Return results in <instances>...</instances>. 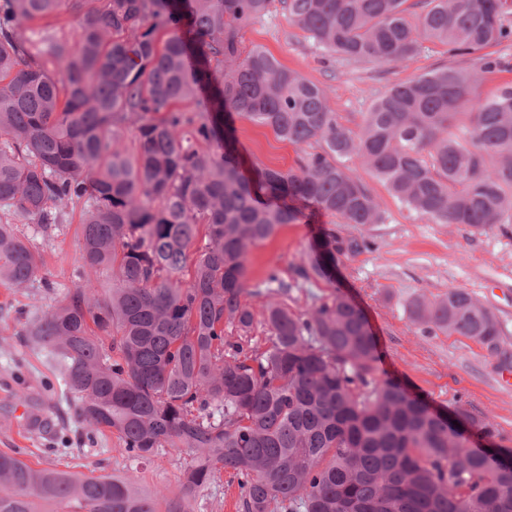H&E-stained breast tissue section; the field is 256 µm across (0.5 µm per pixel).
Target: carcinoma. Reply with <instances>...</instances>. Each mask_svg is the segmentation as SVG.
I'll use <instances>...</instances> for the list:
<instances>
[{
  "label": "carcinoma",
  "instance_id": "cac0c4a2",
  "mask_svg": "<svg viewBox=\"0 0 512 512\" xmlns=\"http://www.w3.org/2000/svg\"><path fill=\"white\" fill-rule=\"evenodd\" d=\"M61 2L0 0V281L52 288L39 250L4 217L49 237L80 209L86 284L23 334L60 369L88 438L109 431L144 461L182 448L191 462L162 507L135 476L34 468L1 452L0 512H193L224 473L243 512H512V452L466 447L492 439L491 422L438 412L378 377L377 338L340 290L305 313L288 308L293 289L331 281L365 239L328 234L290 282L271 273L252 284L247 265L305 202L342 224L384 223L354 158L434 224L511 225L512 84L483 102L470 90L508 66L486 49L512 41V0H425L414 16L408 0H282L338 61L403 63L426 42L474 56L393 84L356 131L264 47L241 56V32L273 0H72L76 47ZM24 23L39 27L21 43ZM202 91L206 111L188 110ZM226 113L293 145L296 168L246 173ZM103 273L112 287L100 290ZM247 294L266 298L262 346ZM406 309L509 362L499 319L470 292L418 294Z\"/></svg>",
  "mask_w": 512,
  "mask_h": 512
}]
</instances>
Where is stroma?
Returning <instances> with one entry per match:
<instances>
[{
	"mask_svg": "<svg viewBox=\"0 0 512 512\" xmlns=\"http://www.w3.org/2000/svg\"><path fill=\"white\" fill-rule=\"evenodd\" d=\"M261 45L284 66L319 84L345 125L356 127L361 114L392 84L437 68L467 67L471 57L449 54L447 47L428 43L402 64L321 63L318 51L288 17L281 0L270 14L242 32L241 52ZM239 149L247 167L288 170L297 153L269 127L235 119ZM367 185L386 212L382 224H339L335 217L307 209L296 224L253 248L249 276L259 281L270 272L291 280L295 267L311 256L328 231L366 238L370 248L343 260L335 284L313 281L295 291L291 309L309 310L316 298L340 288L365 312L387 359L380 373L399 378L413 395L439 411L458 410L490 420L498 447L512 450V388L499 386L496 357L479 343L441 332H422L405 308L414 295L430 297L463 288L496 313L502 346L512 352V232L478 233L463 224H434L409 214L374 178ZM20 231L32 237L44 257L42 274L51 289L17 290L0 282V452L16 451L32 465L75 473L136 474L143 488L173 494L190 462L184 450L167 448L139 463L128 458L116 435L87 441L57 370L22 337L28 317L53 304L59 289L83 284L80 274V215L70 213L52 239L39 238L36 225L16 218ZM28 411L38 425L20 419ZM239 489L230 474L196 498L195 512H239Z\"/></svg>",
	"mask_w": 512,
	"mask_h": 512,
	"instance_id": "1",
	"label": "stroma"
}]
</instances>
